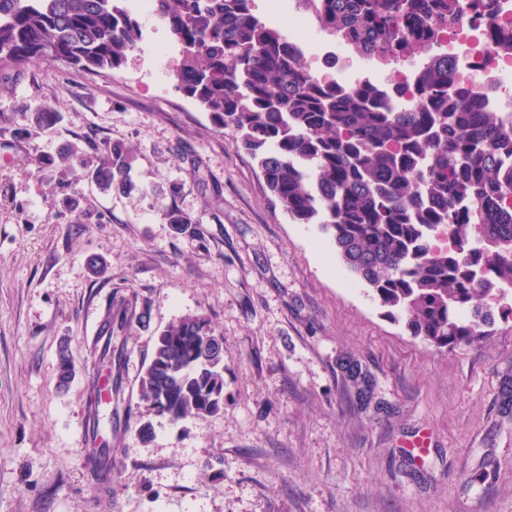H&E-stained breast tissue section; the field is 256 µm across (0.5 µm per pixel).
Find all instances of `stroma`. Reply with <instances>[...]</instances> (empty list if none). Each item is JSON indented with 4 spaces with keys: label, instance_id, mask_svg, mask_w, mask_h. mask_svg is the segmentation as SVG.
<instances>
[{
    "label": "stroma",
    "instance_id": "35a3bbf8",
    "mask_svg": "<svg viewBox=\"0 0 512 512\" xmlns=\"http://www.w3.org/2000/svg\"><path fill=\"white\" fill-rule=\"evenodd\" d=\"M178 49L147 22L113 74L39 60L0 69V512H512V320L440 352L387 318L315 224L291 221L255 160L176 91ZM59 112L50 129L38 107ZM133 156L118 194L39 164L105 141ZM191 215L181 235L165 213ZM124 333L121 407L169 322L224 338V409L112 429V493L84 469L96 329ZM68 343L76 376L57 387ZM371 388L360 404L340 364ZM428 443L422 455L413 446ZM484 469L486 484L467 479Z\"/></svg>",
    "mask_w": 512,
    "mask_h": 512
}]
</instances>
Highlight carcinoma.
<instances>
[{
	"instance_id": "obj_1",
	"label": "carcinoma",
	"mask_w": 512,
	"mask_h": 512,
	"mask_svg": "<svg viewBox=\"0 0 512 512\" xmlns=\"http://www.w3.org/2000/svg\"><path fill=\"white\" fill-rule=\"evenodd\" d=\"M154 18L180 59L176 90L215 129L257 161L264 183L289 218L318 224L343 266L373 293L389 318L415 338L452 350L492 334L512 318V129L482 111L461 85L439 35L466 13L490 18L487 0H295L320 32L389 70L415 68L408 106L365 79L336 87L307 66L305 50L257 13L255 0H155ZM144 37L128 0H0V69L52 60L97 74L119 70ZM59 114L33 113L40 128ZM64 171L120 193L134 189L132 156L105 142L91 157L63 154ZM168 223H196L171 209ZM130 322L125 304L108 311L93 344L96 363L114 369L119 390L124 351L114 328ZM342 369L359 401L372 398L361 367ZM58 383L75 366L60 349ZM145 412L176 423L224 408V340L202 315L168 323L140 378ZM100 390L91 380L87 420L100 426ZM112 442L86 456L93 488L112 494Z\"/></svg>"
}]
</instances>
